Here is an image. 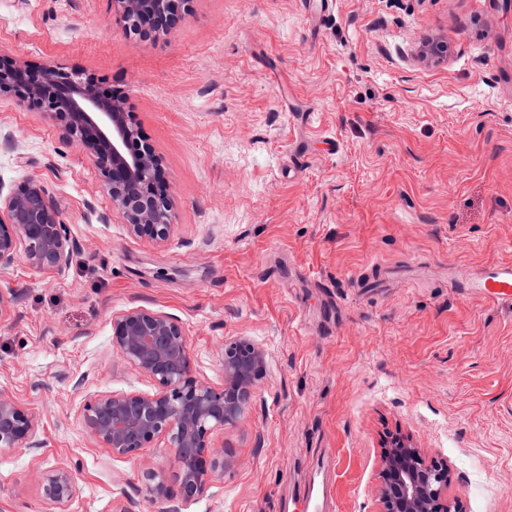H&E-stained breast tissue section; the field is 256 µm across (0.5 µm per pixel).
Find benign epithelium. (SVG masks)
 <instances>
[{
	"label": "benign epithelium",
	"instance_id": "1",
	"mask_svg": "<svg viewBox=\"0 0 512 512\" xmlns=\"http://www.w3.org/2000/svg\"><path fill=\"white\" fill-rule=\"evenodd\" d=\"M113 2L126 30L141 35L147 27L167 30L172 14L190 0ZM26 71L25 65L0 57V96L50 116L67 138L84 147L131 236L168 241L174 224L160 159L143 143L123 100L102 94L93 78L78 70L47 64L29 77ZM72 255L66 224L40 180L0 193V268L22 256L50 272L68 265ZM112 344L126 363L154 381L155 391L90 398L82 410L85 426L118 458L134 457L163 440L177 470L181 503L198 500L224 480L231 465L212 435L245 418L266 372L265 349L244 336L224 340L218 352L224 383L214 386L195 375L184 330L166 313L135 308L112 318ZM38 429L37 416L0 391V448L36 446ZM452 482L447 461L428 460L420 449L396 439L381 458L380 512H461L459 500L448 495ZM145 492L151 500L169 498L165 473L149 472ZM42 495L54 512H74L77 473L66 466L49 471L42 477Z\"/></svg>",
	"mask_w": 512,
	"mask_h": 512
}]
</instances>
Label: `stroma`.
Returning a JSON list of instances; mask_svg holds the SVG:
<instances>
[{
  "instance_id": "35a3bbf8",
  "label": "stroma",
  "mask_w": 512,
  "mask_h": 512,
  "mask_svg": "<svg viewBox=\"0 0 512 512\" xmlns=\"http://www.w3.org/2000/svg\"><path fill=\"white\" fill-rule=\"evenodd\" d=\"M192 0L167 32L127 33L113 0H0V56L52 60L120 94L161 160L175 230L131 236L84 148L0 98V191L47 186L77 249L60 270L0 269V391L38 447L0 448V497L52 512L41 474L79 477V512H169L163 442L113 457L85 427L96 394L150 392L112 347L113 317H175L195 374L219 342L268 357L244 420L216 432L233 467L185 512H379L384 448L447 460L464 512H512V302L460 296L512 261V0ZM446 45L423 56L426 43Z\"/></svg>"
}]
</instances>
